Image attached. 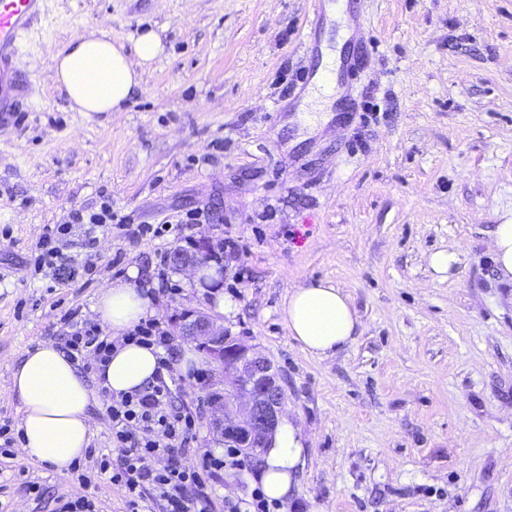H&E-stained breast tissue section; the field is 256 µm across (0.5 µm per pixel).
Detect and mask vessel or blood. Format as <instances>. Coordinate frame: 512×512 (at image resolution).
<instances>
[{
  "instance_id": "vessel-or-blood-1",
  "label": "vessel or blood",
  "mask_w": 512,
  "mask_h": 512,
  "mask_svg": "<svg viewBox=\"0 0 512 512\" xmlns=\"http://www.w3.org/2000/svg\"><path fill=\"white\" fill-rule=\"evenodd\" d=\"M43 0H0V125L16 123L24 79L17 56Z\"/></svg>"
}]
</instances>
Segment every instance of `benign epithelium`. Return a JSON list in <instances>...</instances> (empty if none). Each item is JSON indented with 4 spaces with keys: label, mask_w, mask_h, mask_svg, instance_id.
I'll list each match as a JSON object with an SVG mask.
<instances>
[{
    "label": "benign epithelium",
    "mask_w": 512,
    "mask_h": 512,
    "mask_svg": "<svg viewBox=\"0 0 512 512\" xmlns=\"http://www.w3.org/2000/svg\"><path fill=\"white\" fill-rule=\"evenodd\" d=\"M183 270H195L208 260L205 241L188 254L173 253ZM198 343L224 367V395L212 399L213 432L229 448H260L275 432L285 403L277 369L264 356L228 336L224 327L203 315H187L178 331Z\"/></svg>",
    "instance_id": "1"
}]
</instances>
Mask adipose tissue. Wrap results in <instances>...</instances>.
I'll return each mask as SVG.
<instances>
[{"instance_id": "ef3b65f1", "label": "adipose tissue", "mask_w": 512, "mask_h": 512, "mask_svg": "<svg viewBox=\"0 0 512 512\" xmlns=\"http://www.w3.org/2000/svg\"><path fill=\"white\" fill-rule=\"evenodd\" d=\"M164 50L160 36L144 29L129 42H116L104 28L83 31L52 56L55 78L73 111L119 112L141 87L145 66ZM141 274L129 266L125 279L110 283L93 306L98 322L117 345L103 375L88 384L58 343L46 340L25 349L6 387L19 403V449L26 457L67 473L81 459L93 434L89 407L97 394H128L154 381L161 350L126 341V333L152 314L151 296L138 287ZM282 318L299 348L318 358L351 346L362 333L348 296L329 280L289 291ZM306 439L291 419L281 418L261 457L257 474L264 495L285 501L297 484Z\"/></svg>"}]
</instances>
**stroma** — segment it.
Instances as JSON below:
<instances>
[{
  "instance_id": "obj_1",
  "label": "stroma",
  "mask_w": 512,
  "mask_h": 512,
  "mask_svg": "<svg viewBox=\"0 0 512 512\" xmlns=\"http://www.w3.org/2000/svg\"><path fill=\"white\" fill-rule=\"evenodd\" d=\"M318 0H46L19 67L23 119L0 127V415L27 348L59 340L63 314L92 307L110 281L201 237L240 240L217 280L170 268L179 288L153 317L175 329L188 312L268 357L286 415L309 448L282 512H512V289L491 241L512 217V0H358L304 29ZM90 26L117 41L150 27L164 54L121 112H75L57 90L51 51ZM348 49L342 111L307 79L317 54ZM157 225L190 209L223 223L171 225L166 236L102 232L92 271L33 277L46 228L77 208ZM457 249L432 274L430 255ZM331 279L363 323L348 349L303 353L281 320L288 291ZM227 308L216 314L212 295ZM180 400L205 407L224 371ZM44 490L0 468V512H60L77 496L125 512L105 480L16 456Z\"/></svg>"
}]
</instances>
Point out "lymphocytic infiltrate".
I'll list each match as a JSON object with an SVG mask.
<instances>
[{
    "label": "lymphocytic infiltrate",
    "mask_w": 512,
    "mask_h": 512,
    "mask_svg": "<svg viewBox=\"0 0 512 512\" xmlns=\"http://www.w3.org/2000/svg\"><path fill=\"white\" fill-rule=\"evenodd\" d=\"M112 224L121 229L125 221L105 204L92 213L74 211L68 222L47 226L35 271L62 265L77 274L83 253L96 247V228ZM66 246L73 247L72 255H63ZM63 320L70 328L62 338L68 357L84 370L100 369L114 347L110 336L82 319L79 309H69ZM162 367L163 374L146 387L108 400L106 419L115 454L95 458L94 466L123 492L131 512H212V483L222 472L248 469L251 462L242 449L227 448L219 455L203 451L197 465L185 466L184 456L196 440L195 420L190 409L176 403L181 380L171 372L170 360H163Z\"/></svg>",
    "instance_id": "obj_1"
}]
</instances>
